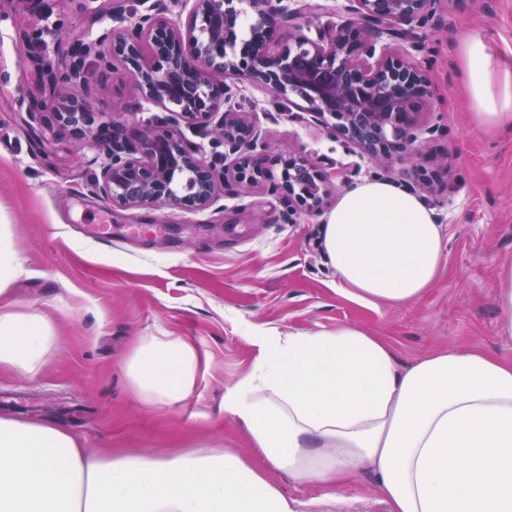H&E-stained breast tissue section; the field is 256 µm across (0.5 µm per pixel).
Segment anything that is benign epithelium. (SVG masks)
I'll return each instance as SVG.
<instances>
[{
  "label": "benign epithelium",
  "instance_id": "benign-epithelium-1",
  "mask_svg": "<svg viewBox=\"0 0 512 512\" xmlns=\"http://www.w3.org/2000/svg\"><path fill=\"white\" fill-rule=\"evenodd\" d=\"M185 22L166 17V0H143V11L126 25L104 31L111 54L128 65L140 96L169 112L155 124L112 131L100 173L90 192L126 209L170 206L186 211L212 207L229 182L273 181L281 190L289 221L294 208L319 213L328 206L329 177L306 156L271 151L250 113L232 105L245 84L304 102L301 109L328 133L374 157H399L419 171L426 162L418 140V114L429 95L422 62L400 54H377V44L395 40L433 21L447 0H350L357 20L327 27L310 38L293 20L321 8L309 0L290 7L284 0H176ZM249 38L238 42L243 28ZM66 67L47 73L49 94L33 113H48L56 124L94 142L90 105L74 94L59 95V84L84 78L88 44L72 46ZM218 135L223 165L204 162L183 139L181 126Z\"/></svg>",
  "mask_w": 512,
  "mask_h": 512
}]
</instances>
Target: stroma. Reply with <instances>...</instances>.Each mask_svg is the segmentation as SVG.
I'll return each instance as SVG.
<instances>
[{
	"mask_svg": "<svg viewBox=\"0 0 512 512\" xmlns=\"http://www.w3.org/2000/svg\"><path fill=\"white\" fill-rule=\"evenodd\" d=\"M98 0H0V224L12 225L25 272L12 293L49 318L56 340L35 380L0 371V414L72 429L84 447L136 449L170 456L195 448L251 455L242 426L224 412L228 388L250 374L267 337L355 326L383 337L407 364L437 349L480 347L512 359V337L497 328L495 281L512 265V128L474 127L462 106V35L484 40L494 62L512 63V0L449 6L425 28L431 97L420 115L426 153L449 168L428 199L443 226L446 255L417 300L377 306L338 293L321 245L323 217L298 212L281 223V194L269 185L234 183L221 204L188 212L168 206L122 209L92 195L100 151L30 112L44 84L25 48L40 30L45 56L69 62L76 43H98L115 27ZM100 51H109L98 43ZM73 93L92 106L95 130L129 129L165 119L144 102L122 64L86 65ZM251 111L272 150L303 154L333 173L331 199L349 185L380 178L413 180L408 164H387L328 136L298 105L263 89L236 98ZM109 225L110 244L92 239ZM162 224L163 236L132 237L131 225ZM144 336H179L197 349L193 399L154 409L133 393L122 368ZM298 512H387L372 475L354 476L329 501V488L276 473Z\"/></svg>",
	"mask_w": 512,
	"mask_h": 512,
	"instance_id": "1",
	"label": "stroma"
}]
</instances>
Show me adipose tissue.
<instances>
[{"label":"adipose tissue","mask_w":512,"mask_h":512,"mask_svg":"<svg viewBox=\"0 0 512 512\" xmlns=\"http://www.w3.org/2000/svg\"><path fill=\"white\" fill-rule=\"evenodd\" d=\"M459 64L473 123L512 127V69L495 84L485 42L469 35ZM322 242L338 291L368 304L417 299L445 259L433 207L383 180L342 191ZM22 266L0 224V369L32 379L55 333L11 297ZM124 365L143 403L170 409L191 398L200 359L182 338L147 336ZM224 411L267 470L213 448L91 453L69 429L0 415V512H296L272 469L338 487L370 472L389 512H512V359L472 347L403 366L354 326L274 336Z\"/></svg>","instance_id":"adipose-tissue-1"}]
</instances>
